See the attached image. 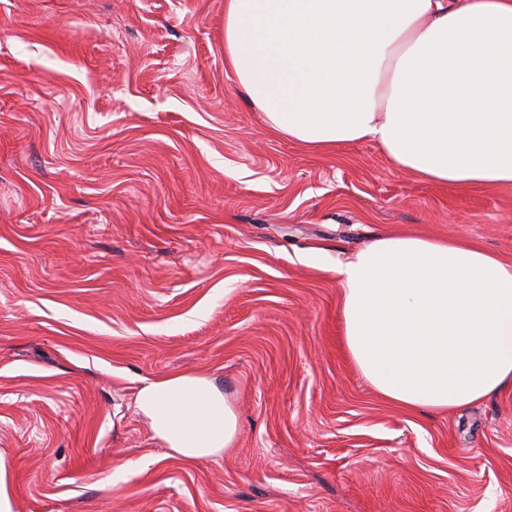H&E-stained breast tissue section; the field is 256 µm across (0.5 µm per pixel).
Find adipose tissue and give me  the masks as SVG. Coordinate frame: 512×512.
<instances>
[{
    "label": "adipose tissue",
    "instance_id": "ef3b65f1",
    "mask_svg": "<svg viewBox=\"0 0 512 512\" xmlns=\"http://www.w3.org/2000/svg\"><path fill=\"white\" fill-rule=\"evenodd\" d=\"M224 63L267 126L310 150L368 141L424 182L512 186V0H224ZM335 271L347 350L384 398L455 411L512 387V262L389 235ZM135 405L169 456L235 443L207 377L145 382Z\"/></svg>",
    "mask_w": 512,
    "mask_h": 512
}]
</instances>
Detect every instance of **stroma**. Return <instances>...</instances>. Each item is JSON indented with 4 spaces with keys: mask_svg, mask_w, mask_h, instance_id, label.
Returning a JSON list of instances; mask_svg holds the SVG:
<instances>
[{
    "mask_svg": "<svg viewBox=\"0 0 512 512\" xmlns=\"http://www.w3.org/2000/svg\"><path fill=\"white\" fill-rule=\"evenodd\" d=\"M512 262V187L269 129L224 67V0H0V455L13 512H512V389L382 398L334 267L379 237ZM205 376L227 454L168 456L143 380Z\"/></svg>",
    "mask_w": 512,
    "mask_h": 512,
    "instance_id": "obj_1",
    "label": "stroma"
}]
</instances>
